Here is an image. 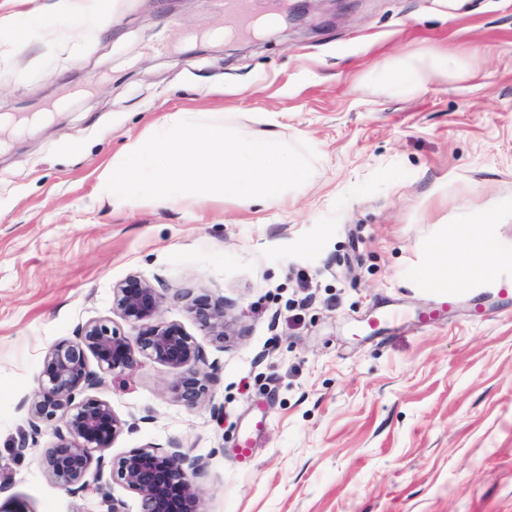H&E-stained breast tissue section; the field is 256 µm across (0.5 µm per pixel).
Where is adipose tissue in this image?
Instances as JSON below:
<instances>
[{
	"label": "adipose tissue",
	"instance_id": "ef3b65f1",
	"mask_svg": "<svg viewBox=\"0 0 512 512\" xmlns=\"http://www.w3.org/2000/svg\"><path fill=\"white\" fill-rule=\"evenodd\" d=\"M460 67L458 58L435 52L428 57L401 59L376 67L373 79L385 90L407 94L421 88L430 74H450ZM512 220V200L500 202L497 209L482 215L463 216L452 239L438 244L430 263L445 278L461 281H488L512 269V249L495 246L480 228L485 224H503Z\"/></svg>",
	"mask_w": 512,
	"mask_h": 512
}]
</instances>
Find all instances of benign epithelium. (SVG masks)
Segmentation results:
<instances>
[{
  "label": "benign epithelium",
  "instance_id": "benign-epithelium-1",
  "mask_svg": "<svg viewBox=\"0 0 512 512\" xmlns=\"http://www.w3.org/2000/svg\"><path fill=\"white\" fill-rule=\"evenodd\" d=\"M113 295L119 317L135 335L127 337L100 320L78 327L72 338L49 349L38 388L20 401L19 408L26 410L33 436L41 434L43 425L51 428L56 442L45 451L42 462L62 490L95 496L101 512H124L123 502L113 498L104 479L108 466L110 477L140 495L142 512H198V478L205 470L201 459L178 447L169 451L139 448L110 464L101 454L122 430L110 403L88 394L102 385L104 374L130 369L138 357L145 356L175 371L169 390L190 406L206 399L212 382L192 337L181 325L158 319L163 296L157 288L132 275L113 288ZM189 312L204 335L224 340V303L197 299ZM90 355L96 360L95 370L89 364Z\"/></svg>",
  "mask_w": 512,
  "mask_h": 512
}]
</instances>
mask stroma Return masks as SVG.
Wrapping results in <instances>:
<instances>
[{
  "instance_id": "1",
  "label": "stroma",
  "mask_w": 512,
  "mask_h": 512,
  "mask_svg": "<svg viewBox=\"0 0 512 512\" xmlns=\"http://www.w3.org/2000/svg\"><path fill=\"white\" fill-rule=\"evenodd\" d=\"M55 3L0 0V512H99L49 479L54 437L18 404L78 326L130 334L113 289L131 275L214 380L190 406L151 359L105 374L124 423L106 459L181 446L206 464L200 512H512V294L429 263L461 215L512 199V0H291L289 31L251 36L211 0H112L78 28ZM431 50L461 68L408 95L373 83ZM189 111L245 135L272 117L313 149L310 179L281 206L113 208V160ZM201 295L224 341L189 313ZM189 312L206 336H213L217 341H224L227 322L224 319V303L194 300Z\"/></svg>"
}]
</instances>
